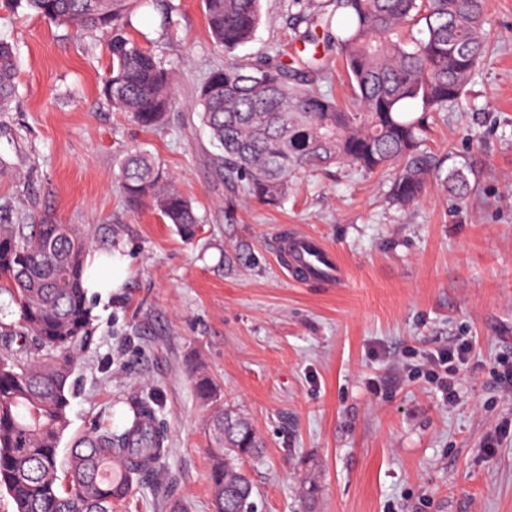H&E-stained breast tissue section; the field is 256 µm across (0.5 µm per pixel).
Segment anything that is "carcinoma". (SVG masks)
Masks as SVG:
<instances>
[{
  "instance_id": "cac0c4a2",
  "label": "carcinoma",
  "mask_w": 512,
  "mask_h": 512,
  "mask_svg": "<svg viewBox=\"0 0 512 512\" xmlns=\"http://www.w3.org/2000/svg\"><path fill=\"white\" fill-rule=\"evenodd\" d=\"M213 42L231 52L259 25L260 0H202ZM49 22L99 32L112 66L103 95L143 128L160 124L175 105L169 74L126 30L131 0H3ZM311 24L341 54L353 102L342 107L277 63L212 70L198 92V112L224 158L225 177L274 204L291 174L348 164L368 173L396 169L390 197L413 203L428 179L463 197L465 175L424 147L429 122L465 94L487 55L486 0H331ZM14 46L0 40V112L16 95ZM133 206L152 205L186 240L199 217L192 201L168 186L155 158L134 149L118 161ZM92 237L72 224H13L0 217V294L18 320L0 319V490L14 512H112L133 480L164 454L154 408L132 404L125 431L101 428L70 446L67 480L58 448L70 426L75 354L93 331L83 288ZM216 462L208 475L220 512H256L245 458L262 452L250 421L219 408L211 416Z\"/></svg>"
}]
</instances>
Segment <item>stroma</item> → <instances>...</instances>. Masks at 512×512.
<instances>
[{
	"mask_svg": "<svg viewBox=\"0 0 512 512\" xmlns=\"http://www.w3.org/2000/svg\"><path fill=\"white\" fill-rule=\"evenodd\" d=\"M326 3L261 0L253 40L227 53L201 0H134L127 30L170 72L176 98L154 129L104 98L101 34L0 8V39L18 61L17 98L0 112V209L17 224L96 230L97 249L129 259L121 287L90 298L94 336L77 354L58 468L73 438L124 429L146 397L168 434L160 462L112 512H213L218 406L245 415L262 441L244 464L257 512H512V435L484 448L512 419V0H488L491 50L426 140L466 175L465 198L432 181L400 205L392 172L341 165L296 172L269 205L225 178L197 88L232 62L295 66V37ZM137 146L193 200V240L128 205L116 162ZM285 227L323 240L345 281H289L273 253ZM461 340L471 353L448 404L423 373L429 354Z\"/></svg>",
	"mask_w": 512,
	"mask_h": 512,
	"instance_id": "stroma-1",
	"label": "stroma"
}]
</instances>
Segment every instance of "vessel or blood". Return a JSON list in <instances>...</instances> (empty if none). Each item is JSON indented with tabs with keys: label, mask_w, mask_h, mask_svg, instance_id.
<instances>
[{
	"label": "vessel or blood",
	"mask_w": 512,
	"mask_h": 512,
	"mask_svg": "<svg viewBox=\"0 0 512 512\" xmlns=\"http://www.w3.org/2000/svg\"><path fill=\"white\" fill-rule=\"evenodd\" d=\"M274 251L281 271L294 283L332 285L343 279V269L334 253L315 236L280 230Z\"/></svg>",
	"instance_id": "obj_1"
}]
</instances>
